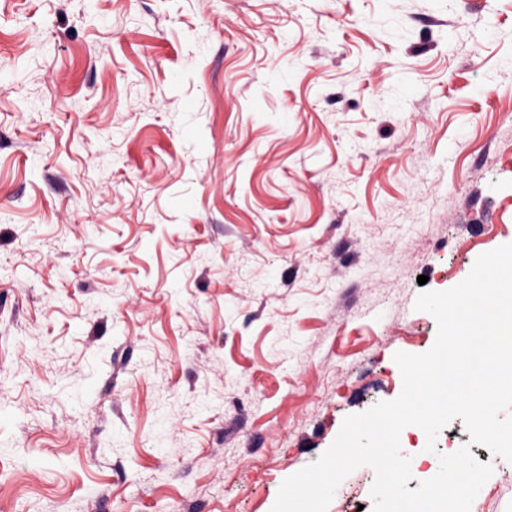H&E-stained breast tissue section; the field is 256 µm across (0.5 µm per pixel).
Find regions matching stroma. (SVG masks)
<instances>
[{
  "label": "stroma",
  "instance_id": "35a3bbf8",
  "mask_svg": "<svg viewBox=\"0 0 512 512\" xmlns=\"http://www.w3.org/2000/svg\"><path fill=\"white\" fill-rule=\"evenodd\" d=\"M506 243L512 0H0V512H271Z\"/></svg>",
  "mask_w": 512,
  "mask_h": 512
}]
</instances>
